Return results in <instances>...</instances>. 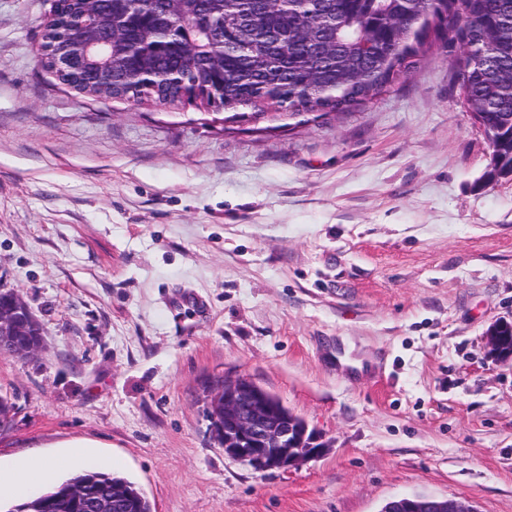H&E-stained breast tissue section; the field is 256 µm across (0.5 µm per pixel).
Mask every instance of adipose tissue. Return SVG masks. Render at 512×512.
I'll list each match as a JSON object with an SVG mask.
<instances>
[{
  "mask_svg": "<svg viewBox=\"0 0 512 512\" xmlns=\"http://www.w3.org/2000/svg\"><path fill=\"white\" fill-rule=\"evenodd\" d=\"M92 459L90 451L79 447L56 455L32 452L14 468L0 469V497H8L16 503L23 502L55 483L63 471L80 468Z\"/></svg>",
  "mask_w": 512,
  "mask_h": 512,
  "instance_id": "adipose-tissue-1",
  "label": "adipose tissue"
}]
</instances>
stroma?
Wrapping results in <instances>:
<instances>
[{
    "mask_svg": "<svg viewBox=\"0 0 512 512\" xmlns=\"http://www.w3.org/2000/svg\"><path fill=\"white\" fill-rule=\"evenodd\" d=\"M50 0H0V290L42 327L0 355V467L89 448L153 512H381L401 495L512 512V180L436 42L364 106L228 122L60 84ZM244 376L321 435L258 473L214 440ZM14 344L16 348L12 351H1L0 353H9L13 355L27 356L33 353L40 345L41 332L38 323L32 321L19 320L12 329Z\"/></svg>",
    "mask_w": 512,
    "mask_h": 512,
    "instance_id": "obj_1",
    "label": "stroma"
}]
</instances>
